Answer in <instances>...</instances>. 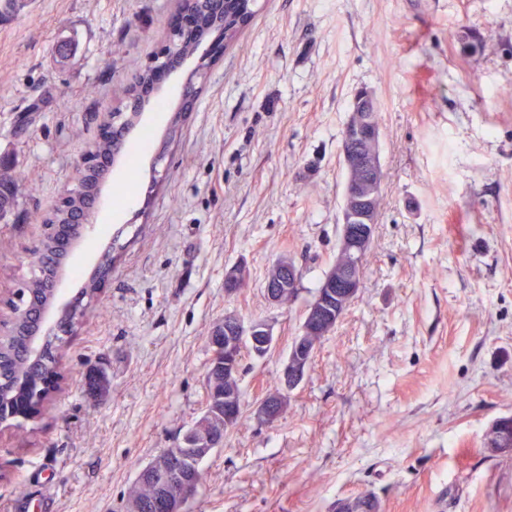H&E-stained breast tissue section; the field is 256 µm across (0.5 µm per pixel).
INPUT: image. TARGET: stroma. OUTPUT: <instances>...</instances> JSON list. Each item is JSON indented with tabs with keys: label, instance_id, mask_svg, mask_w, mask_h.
Returning <instances> with one entry per match:
<instances>
[{
	"label": "stroma",
	"instance_id": "35a3bbf8",
	"mask_svg": "<svg viewBox=\"0 0 512 512\" xmlns=\"http://www.w3.org/2000/svg\"><path fill=\"white\" fill-rule=\"evenodd\" d=\"M177 129L146 106L140 172L117 165L69 254L60 295L83 310L62 380L23 427L0 425V512H124L138 465L200 417L226 313L264 320L243 356L245 409L279 376L336 258L355 93L378 101L384 171L362 285L288 408L246 418L201 465L190 512H512V454L485 433L512 415V0H256ZM179 0H33L0 22V162L25 174L0 223V315L28 282L33 216L77 185L124 89L168 43ZM163 160H156L157 151ZM126 184L124 195L112 187ZM112 251L96 297L80 290ZM294 259L297 298L271 305ZM246 269L230 294L224 275ZM104 369L105 395L85 390ZM271 268L272 272L267 275L265 279V295L268 301L273 305H286L284 297L288 302L287 291L299 286L300 271L296 267L295 263L291 259L287 258L278 260ZM297 292L298 288L291 291L289 293V297H292L294 300L297 296Z\"/></svg>",
	"mask_w": 512,
	"mask_h": 512
}]
</instances>
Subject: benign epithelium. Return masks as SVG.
Wrapping results in <instances>:
<instances>
[{
	"label": "benign epithelium",
	"instance_id": "benign-epithelium-1",
	"mask_svg": "<svg viewBox=\"0 0 512 512\" xmlns=\"http://www.w3.org/2000/svg\"><path fill=\"white\" fill-rule=\"evenodd\" d=\"M184 23L175 24L170 30V40L164 56L169 58L170 70L178 69L186 57L174 52L179 40L195 31L197 21L194 13L183 10ZM377 101L373 92L360 89L353 102V112L344 126L342 161L346 171L344 202L341 212V231L336 260L324 275L320 287L303 313V322L293 337L286 362L281 369L280 391L265 396L253 408L254 417L265 424L277 420L287 404L288 394L295 390L304 378L316 347L310 345L311 336H328L335 329L345 312L358 296L362 283L364 254L370 246L376 224L378 208L376 198L382 188L383 171L380 160V130L374 119ZM113 132L116 138L125 139L132 126L128 124L125 112L112 114ZM42 235L59 239L66 251H71L79 237L68 236L64 224L42 225ZM37 267L49 277V284L59 288L62 266L44 264L45 258L33 250ZM300 271L287 258L272 265V272L265 279L264 292L273 305L286 304L284 294L299 286ZM79 310L59 298L52 304L39 306L34 311L38 323L46 324L52 318L70 319ZM213 348L212 360L226 368L236 365L239 353L244 348L262 357L274 344L270 325L264 321L246 322L235 314L224 315V321L212 328L209 336ZM243 409L241 399L224 398L221 407L209 400L202 415L186 432L180 449L172 457H158L148 464L145 480L152 489L165 499L164 512H187L190 501L186 487L195 479L201 480L197 471L202 459L224 444V427L228 426ZM486 447L493 453L512 451L508 432L499 422H493L485 434Z\"/></svg>",
	"mask_w": 512,
	"mask_h": 512
}]
</instances>
